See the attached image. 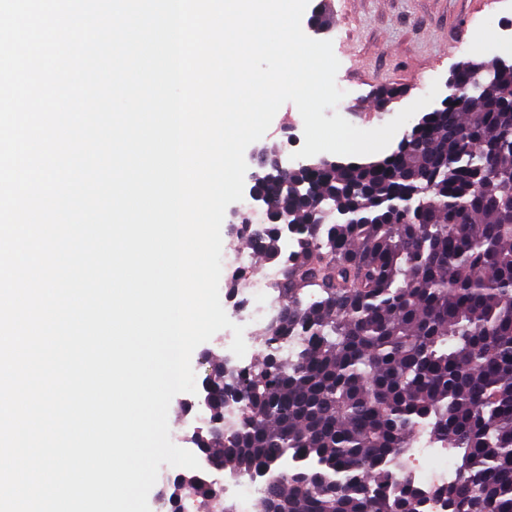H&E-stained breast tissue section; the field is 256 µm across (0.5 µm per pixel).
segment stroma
Here are the masks:
<instances>
[{
	"instance_id": "1",
	"label": "stroma",
	"mask_w": 512,
	"mask_h": 512,
	"mask_svg": "<svg viewBox=\"0 0 512 512\" xmlns=\"http://www.w3.org/2000/svg\"><path fill=\"white\" fill-rule=\"evenodd\" d=\"M331 40L340 62L336 83L345 96L342 116L370 130L393 119L425 95L432 82L446 84L458 63L474 59L486 28H512V0H328ZM398 85L405 95L379 111L380 89ZM303 144V121L284 103L257 142L268 157H293Z\"/></svg>"
}]
</instances>
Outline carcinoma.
Returning <instances> with one entry per match:
<instances>
[{
	"label": "carcinoma",
	"instance_id": "cac0c4a2",
	"mask_svg": "<svg viewBox=\"0 0 512 512\" xmlns=\"http://www.w3.org/2000/svg\"><path fill=\"white\" fill-rule=\"evenodd\" d=\"M479 63L470 104L448 93L406 150L259 175L270 215L250 244L284 267L281 307L253 366L206 358L240 418L219 439L193 432L201 469L170 481V512L188 495L224 512L217 462L269 478L259 512H422L427 497L512 512V64L463 61L455 80ZM228 402L211 397L209 418ZM422 430L458 465L426 494L396 466Z\"/></svg>",
	"mask_w": 512,
	"mask_h": 512
}]
</instances>
